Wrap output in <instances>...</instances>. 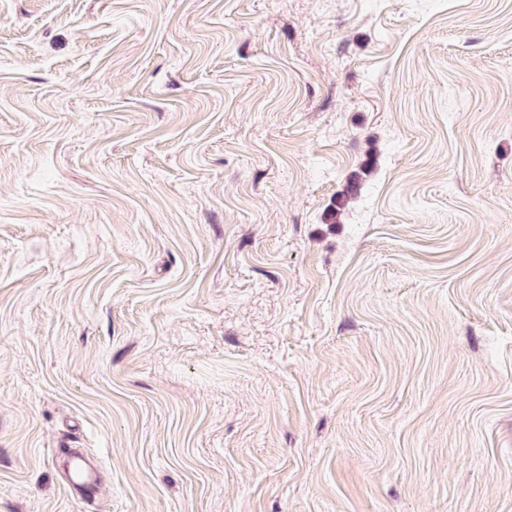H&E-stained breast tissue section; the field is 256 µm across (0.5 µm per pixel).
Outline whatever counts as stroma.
Instances as JSON below:
<instances>
[{"instance_id":"obj_1","label":"stroma","mask_w":512,"mask_h":512,"mask_svg":"<svg viewBox=\"0 0 512 512\" xmlns=\"http://www.w3.org/2000/svg\"><path fill=\"white\" fill-rule=\"evenodd\" d=\"M0 512H512V0H0Z\"/></svg>"}]
</instances>
